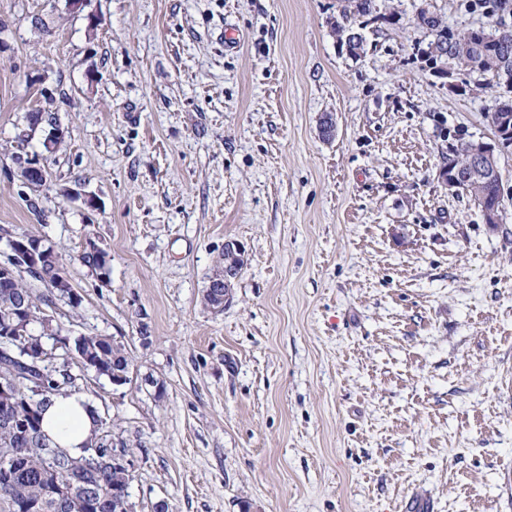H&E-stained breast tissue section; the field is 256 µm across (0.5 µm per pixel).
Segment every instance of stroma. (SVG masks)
Here are the masks:
<instances>
[{
  "mask_svg": "<svg viewBox=\"0 0 512 512\" xmlns=\"http://www.w3.org/2000/svg\"><path fill=\"white\" fill-rule=\"evenodd\" d=\"M465 5L376 0L355 58L339 0H0V228L56 252L79 303L55 325L130 353L124 386L70 373L133 512H512V151L491 226L438 171L448 129L492 138L496 94L436 76L414 22L486 25ZM243 266L238 267L237 270H229L228 268L221 269V277L217 281L211 279L209 281L208 288L206 289V293L210 292L212 288H223L221 295V304L219 306L210 305L215 309H221L224 305L230 300L232 295V288L234 286V281L238 277L240 271ZM205 300L210 301V294L205 295Z\"/></svg>",
  "mask_w": 512,
  "mask_h": 512,
  "instance_id": "35a3bbf8",
  "label": "stroma"
}]
</instances>
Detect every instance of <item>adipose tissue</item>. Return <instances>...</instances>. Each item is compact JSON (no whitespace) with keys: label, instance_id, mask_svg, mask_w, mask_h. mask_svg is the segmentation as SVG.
Wrapping results in <instances>:
<instances>
[{"label":"adipose tissue","instance_id":"adipose-tissue-1","mask_svg":"<svg viewBox=\"0 0 512 512\" xmlns=\"http://www.w3.org/2000/svg\"><path fill=\"white\" fill-rule=\"evenodd\" d=\"M96 418L93 404L84 395L60 394L43 412V429L55 444L77 455L96 432Z\"/></svg>","mask_w":512,"mask_h":512}]
</instances>
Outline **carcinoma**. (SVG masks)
I'll return each instance as SVG.
<instances>
[{
  "label": "carcinoma",
  "mask_w": 512,
  "mask_h": 512,
  "mask_svg": "<svg viewBox=\"0 0 512 512\" xmlns=\"http://www.w3.org/2000/svg\"><path fill=\"white\" fill-rule=\"evenodd\" d=\"M469 7L486 15L491 25L456 33L443 25L435 16L422 9L416 23L431 32L432 39L421 49L420 58L431 69L448 73L449 78H460L461 85L488 86L498 93V102L491 112L493 125L512 122V0H470ZM376 12L375 0H341L339 19L333 23L337 40L350 55L364 53V37L355 31L360 19ZM448 153L443 166L448 175L462 177L460 184L473 197L478 206L491 210L499 204L500 184L496 164L484 161L471 150L472 139L462 128L448 130ZM476 171L479 176L464 181L465 175ZM29 276L47 286V293L37 296L24 283ZM64 275L61 267H50L45 274L17 269L13 279L0 281V317L24 303L29 324L40 322L44 316L42 306H50L59 295L48 288L49 282ZM60 347L72 343L83 367L93 365L103 375L126 372L131 360L128 352L104 336H77L70 338L55 329L50 337ZM10 342L0 339V380L13 383L17 396L27 404L0 406V452L13 450L17 459L10 464L0 462V512H124L122 498L112 495L116 477L103 465L112 442L107 436L95 435L76 457L64 454L48 455L55 449L41 429V415L51 397L68 389L72 375L68 363L57 366L51 359L36 366H23L6 356L3 349ZM30 406L35 414L33 434L13 424L17 408ZM30 448L43 449V455L25 460ZM72 485L70 495L64 499L51 496L50 489L58 480Z\"/></svg>",
  "instance_id": "cac0c4a2"
}]
</instances>
